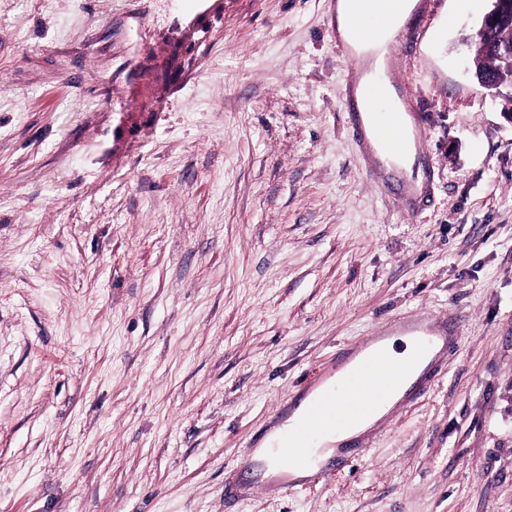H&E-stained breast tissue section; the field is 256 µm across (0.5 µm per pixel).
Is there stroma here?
Here are the masks:
<instances>
[{"instance_id": "stroma-1", "label": "stroma", "mask_w": 512, "mask_h": 512, "mask_svg": "<svg viewBox=\"0 0 512 512\" xmlns=\"http://www.w3.org/2000/svg\"><path fill=\"white\" fill-rule=\"evenodd\" d=\"M335 2L0 0V512H512L490 0L406 22L412 196L353 135ZM398 316L448 336L418 393L340 466L258 483L247 447Z\"/></svg>"}]
</instances>
